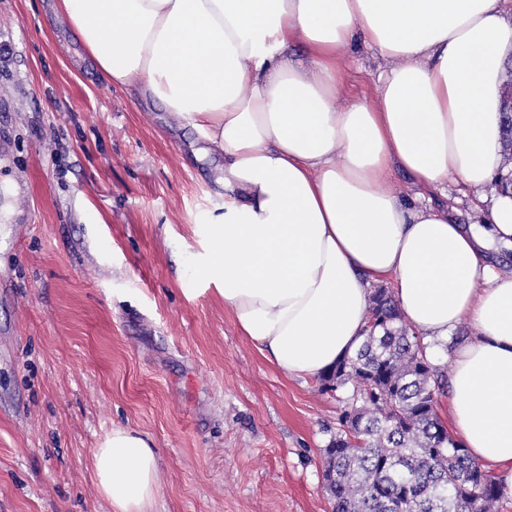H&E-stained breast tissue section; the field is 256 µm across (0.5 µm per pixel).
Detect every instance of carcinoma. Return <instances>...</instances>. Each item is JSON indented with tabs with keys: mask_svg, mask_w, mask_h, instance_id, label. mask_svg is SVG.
I'll list each match as a JSON object with an SVG mask.
<instances>
[{
	"mask_svg": "<svg viewBox=\"0 0 512 512\" xmlns=\"http://www.w3.org/2000/svg\"><path fill=\"white\" fill-rule=\"evenodd\" d=\"M503 141L506 168L512 112L503 113ZM319 381L325 393L353 387L324 448L332 512H499L507 487L443 437L447 368L429 361L389 289L372 290L361 345Z\"/></svg>",
	"mask_w": 512,
	"mask_h": 512,
	"instance_id": "cac0c4a2",
	"label": "carcinoma"
}]
</instances>
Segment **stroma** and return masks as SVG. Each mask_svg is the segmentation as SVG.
<instances>
[{
    "label": "stroma",
    "instance_id": "stroma-1",
    "mask_svg": "<svg viewBox=\"0 0 512 512\" xmlns=\"http://www.w3.org/2000/svg\"><path fill=\"white\" fill-rule=\"evenodd\" d=\"M54 0H0V512H111L113 429L159 457L148 512H331L324 393L242 336L198 273L224 160L151 99L106 86ZM343 101L379 62L345 59ZM497 192L433 193L458 224Z\"/></svg>",
    "mask_w": 512,
    "mask_h": 512
}]
</instances>
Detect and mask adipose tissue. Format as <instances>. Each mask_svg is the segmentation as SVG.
<instances>
[{
    "label": "adipose tissue",
    "mask_w": 512,
    "mask_h": 512,
    "mask_svg": "<svg viewBox=\"0 0 512 512\" xmlns=\"http://www.w3.org/2000/svg\"><path fill=\"white\" fill-rule=\"evenodd\" d=\"M108 85L160 102L224 156V215L199 269L259 350L317 378L352 354L371 288L389 281L425 342L461 323L452 423L472 459L512 486V197L453 223L396 192L493 179L512 0H56ZM386 65L375 99L338 104L349 49ZM113 512H146L158 457L117 428L93 453Z\"/></svg>",
    "instance_id": "obj_1"
}]
</instances>
